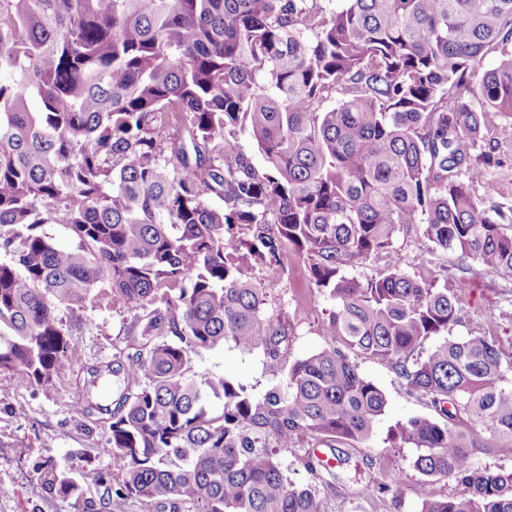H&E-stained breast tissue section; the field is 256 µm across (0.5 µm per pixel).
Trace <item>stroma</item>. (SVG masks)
I'll return each instance as SVG.
<instances>
[{"instance_id": "35a3bbf8", "label": "stroma", "mask_w": 512, "mask_h": 512, "mask_svg": "<svg viewBox=\"0 0 512 512\" xmlns=\"http://www.w3.org/2000/svg\"><path fill=\"white\" fill-rule=\"evenodd\" d=\"M485 125L499 143L501 163L490 175L496 199L512 206V116L490 112ZM394 247L407 273L457 295L462 321L453 327V337L489 331L498 336L503 351L512 354V278L475 262L464 272L453 255L428 254L419 225L410 233H398ZM255 276L269 285L268 308L280 314L288 330L284 362L274 363L260 350L243 356L227 344L190 351L189 357L196 375L226 374L261 395L285 380L290 362L324 347L322 322L333 303L317 291L308 263L291 246L283 247L279 262L257 266ZM489 312L495 313V322L486 321ZM59 317L73 332L76 350L58 378L39 384L22 372L0 371V512H149V505L120 500L114 494L122 477L113 471L112 458L105 451L111 435L109 414L96 411L82 416L78 409L107 396L117 397L124 388L123 377L117 374L111 378L108 394L95 392L87 383L92 370L128 362L155 338L146 333L145 321L116 306L63 309ZM356 362L388 400L368 445L345 449L347 462L335 467L336 477L328 483L301 465L302 449H288L282 452L281 462L289 479L298 484L315 482L321 512H418L424 500L455 495L459 487L454 480L428 478L413 469L412 449L388 446L391 426L432 415V408L407 394L388 363L365 356ZM46 463L73 473L83 486V497L48 489L40 473ZM101 475L106 478L102 484L97 481Z\"/></svg>"}]
</instances>
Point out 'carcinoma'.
I'll return each instance as SVG.
<instances>
[{
  "instance_id": "1",
  "label": "carcinoma",
  "mask_w": 512,
  "mask_h": 512,
  "mask_svg": "<svg viewBox=\"0 0 512 512\" xmlns=\"http://www.w3.org/2000/svg\"><path fill=\"white\" fill-rule=\"evenodd\" d=\"M343 2L0 0V370L58 376L75 350L62 308L110 293L147 317L158 341L125 369L135 390L104 408L120 498L320 512L278 454L368 443L388 400L355 352L390 363L435 412L389 438L415 449L420 474L460 486L420 512H512V469L478 462L512 447V357L491 333L448 336L455 294L403 272L393 249L422 224L461 270L472 259L512 277V208L495 200L484 133L485 113L512 116V0ZM46 224L67 225L74 246ZM285 240L334 301L326 346L259 396L190 375L188 350L220 343L281 361L287 333L254 269ZM378 254L382 274H346ZM42 480L82 494L51 465Z\"/></svg>"
}]
</instances>
